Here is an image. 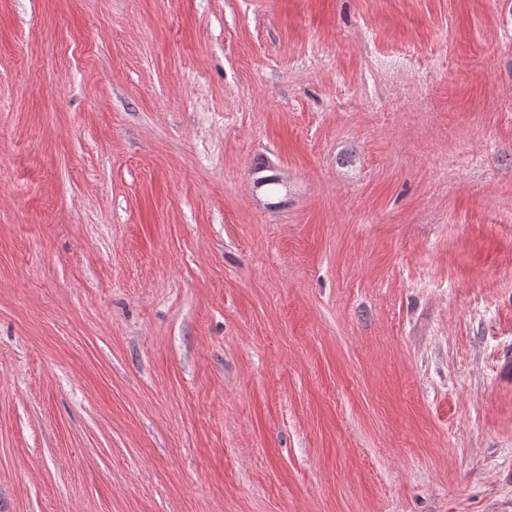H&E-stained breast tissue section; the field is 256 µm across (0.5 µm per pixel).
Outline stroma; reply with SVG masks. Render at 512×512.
<instances>
[{
	"label": "stroma",
	"mask_w": 512,
	"mask_h": 512,
	"mask_svg": "<svg viewBox=\"0 0 512 512\" xmlns=\"http://www.w3.org/2000/svg\"><path fill=\"white\" fill-rule=\"evenodd\" d=\"M0 512H512V0H0Z\"/></svg>",
	"instance_id": "stroma-1"
}]
</instances>
